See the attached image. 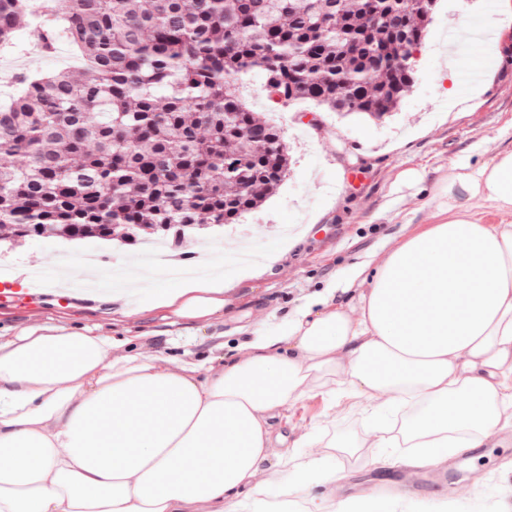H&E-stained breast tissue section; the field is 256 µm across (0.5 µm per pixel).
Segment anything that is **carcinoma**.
<instances>
[{
    "label": "carcinoma",
    "mask_w": 512,
    "mask_h": 512,
    "mask_svg": "<svg viewBox=\"0 0 512 512\" xmlns=\"http://www.w3.org/2000/svg\"><path fill=\"white\" fill-rule=\"evenodd\" d=\"M28 0H0V46ZM436 0H47V50L81 71L24 80L0 104V237L176 244L234 224L283 184L281 129L241 76L281 104L381 119L414 82ZM345 82L336 92L337 81Z\"/></svg>",
    "instance_id": "carcinoma-1"
}]
</instances>
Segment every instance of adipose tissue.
Here are the masks:
<instances>
[{
  "instance_id": "adipose-tissue-1",
  "label": "adipose tissue",
  "mask_w": 512,
  "mask_h": 512,
  "mask_svg": "<svg viewBox=\"0 0 512 512\" xmlns=\"http://www.w3.org/2000/svg\"><path fill=\"white\" fill-rule=\"evenodd\" d=\"M481 200L475 213L459 197ZM433 221L363 279L359 314L319 294L241 358L174 364L114 355L111 336L66 327L0 343V512H380L381 501L313 494L318 459L279 457L277 408L323 388L377 398L373 448L430 461L486 445L512 423V151L451 167Z\"/></svg>"
}]
</instances>
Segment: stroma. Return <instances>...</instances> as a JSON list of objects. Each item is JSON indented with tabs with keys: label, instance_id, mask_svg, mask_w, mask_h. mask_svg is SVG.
<instances>
[{
	"label": "stroma",
	"instance_id": "1",
	"mask_svg": "<svg viewBox=\"0 0 512 512\" xmlns=\"http://www.w3.org/2000/svg\"><path fill=\"white\" fill-rule=\"evenodd\" d=\"M491 0H437L430 39L414 55L415 80L389 118L377 122L361 115L341 116L310 101L289 105L283 130L291 157L290 173L279 192L239 223L201 231L186 239L178 253L205 252L216 271L232 274L223 304L202 316H182L158 303H134L119 310L85 300L81 285L88 274L82 253L103 261L98 280L112 287L111 272L133 265L136 246L112 240L38 237L0 242V273L24 265L51 269L49 252L68 257L70 287L65 305L45 299L34 311L0 305V340L37 326L89 329L129 340L137 352L166 353L174 363L197 362L229 354L243 356L257 329L273 327L295 314L308 297L336 284L349 310L358 307V287H346L343 271L377 265L414 227L431 223L427 194L452 165L480 164L500 150L512 149V14L497 15ZM487 19L501 27L502 38L485 58L493 80L478 99L469 80L473 50L461 48L456 82L440 77L436 60L447 48L440 35L459 17ZM39 27L24 18L10 54L29 74L57 72L77 65L65 42L51 51L38 49ZM417 171L419 184L402 181ZM374 404L363 396L332 399L316 391L278 408L276 422L300 457L323 456L336 485L361 496L385 475L387 466L407 455L399 448L358 447L349 451L304 448L310 433L364 439L366 412ZM455 468L452 481L424 492L403 495V512L445 498L453 512H512V429L497 431L482 457L466 453L440 461Z\"/></svg>",
	"mask_w": 512,
	"mask_h": 512
}]
</instances>
